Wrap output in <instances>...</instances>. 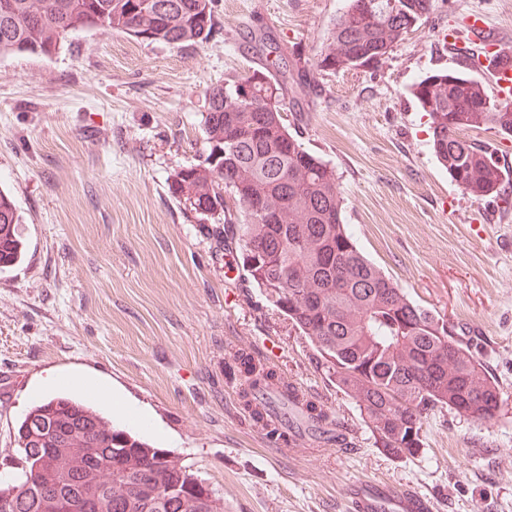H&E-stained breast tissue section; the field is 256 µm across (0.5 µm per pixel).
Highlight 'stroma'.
Instances as JSON below:
<instances>
[{
	"label": "stroma",
	"mask_w": 512,
	"mask_h": 512,
	"mask_svg": "<svg viewBox=\"0 0 512 512\" xmlns=\"http://www.w3.org/2000/svg\"><path fill=\"white\" fill-rule=\"evenodd\" d=\"M350 0H216L218 31L185 49L125 34H68L52 56H0V190L22 217L23 260L0 272V462L48 374L87 375L154 422L121 428L170 451L218 490L224 512H342L343 490L383 480L435 512H512V205L461 191L431 148L410 87L458 65L437 42L484 15L512 47V0H434L379 66L317 73L305 147L335 167L363 254L409 297L461 329L504 394L483 423L446 409L423 453L373 445L310 342L243 276L224 238L165 193L203 148L206 87L246 76L270 38L311 67ZM250 351L331 407L356 448L268 447L230 365Z\"/></svg>",
	"instance_id": "obj_1"
}]
</instances>
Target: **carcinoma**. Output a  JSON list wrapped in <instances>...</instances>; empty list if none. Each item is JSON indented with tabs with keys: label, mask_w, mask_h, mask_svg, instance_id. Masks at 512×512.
I'll use <instances>...</instances> for the list:
<instances>
[{
	"label": "carcinoma",
	"mask_w": 512,
	"mask_h": 512,
	"mask_svg": "<svg viewBox=\"0 0 512 512\" xmlns=\"http://www.w3.org/2000/svg\"><path fill=\"white\" fill-rule=\"evenodd\" d=\"M394 12L390 0H351L336 19L315 67L332 73L366 68L387 56L420 26L434 0H411ZM215 0H0V55L59 49L77 31L118 32L181 49L216 31ZM257 76L254 99L239 100V83ZM312 76L282 58L205 91L204 147L175 169L167 193L201 220L224 224L226 251L278 313L305 336L351 398L385 455L423 453L422 428L449 409L489 423L501 412L499 385L448 321L413 302L357 248L344 218L334 167L288 129L286 99L311 91ZM410 94L430 119L432 149L463 192L509 202L505 175L493 152L461 133L482 127L512 136V105L480 80L439 71L415 82ZM262 205V213L249 208ZM20 219L0 191V271L24 253ZM255 418L259 397L273 384L271 368L238 356ZM311 427L336 442L344 422L313 402L297 409ZM413 439H407L408 434ZM21 474L0 487V512H224V498L178 458L119 428L69 397L34 406L17 430ZM54 458L52 471L43 468Z\"/></svg>",
	"instance_id": "carcinoma-1"
}]
</instances>
